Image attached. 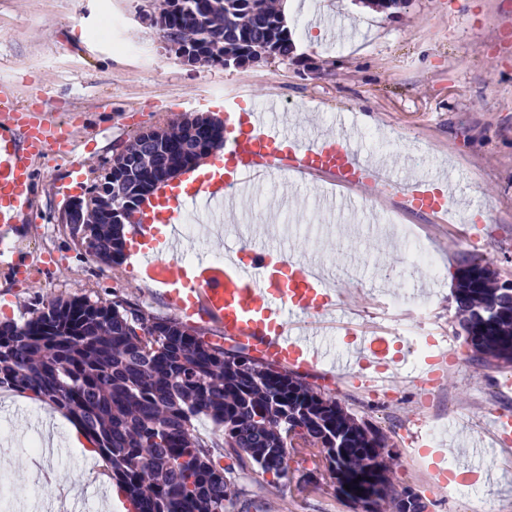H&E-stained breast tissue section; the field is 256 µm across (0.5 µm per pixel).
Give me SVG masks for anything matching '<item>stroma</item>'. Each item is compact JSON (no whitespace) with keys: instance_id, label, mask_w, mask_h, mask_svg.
Returning a JSON list of instances; mask_svg holds the SVG:
<instances>
[{"instance_id":"35a3bbf8","label":"stroma","mask_w":512,"mask_h":512,"mask_svg":"<svg viewBox=\"0 0 512 512\" xmlns=\"http://www.w3.org/2000/svg\"><path fill=\"white\" fill-rule=\"evenodd\" d=\"M159 0H0V91L19 106L50 113L70 127L69 153L46 148L35 167L33 203L0 258V322L24 323L50 301L87 298L138 303L145 315L171 310L161 291L146 286L132 261L101 264L71 237L60 216L87 192L103 166L138 131L186 114L224 115L235 94L249 110L274 96L287 110L299 139L336 131L366 156L397 169L411 181L446 176L453 223L421 209L399 216L438 263V275L414 267L404 237L372 234L371 219L316 209L312 180L289 176L255 182L240 196L236 224L223 235L188 237L186 258L219 255L225 246L247 248L237 225L264 232L291 219L303 234L266 235L283 256L309 255L335 267L340 327L325 337L332 356L348 351L354 331L379 323L421 340L446 339L443 377L424 388L408 386L385 395L358 384L328 380L325 367L307 381L358 418L380 428L397 452L392 482L421 494L427 512H471L486 504L512 512V467L489 451L471 464L495 474L490 484L449 499L429 464L425 433L440 423L445 462L458 467L489 409L512 412V392H499L504 371L473 360L461 338L448 278L473 256L489 260L512 280V0H410L393 12L361 16L368 0H299L286 25L299 48L288 60L242 68L183 64L166 49L159 29L141 18ZM124 23L115 38L101 37L104 15ZM139 47L131 57L114 41ZM399 307L384 306V298ZM29 393L0 389V483L28 484L39 456L37 436L23 417L56 416L57 406L31 404ZM419 446H412V436ZM85 466L79 449L61 448L51 478L40 479L32 497L19 496L0 512H23L27 502L55 503L80 484ZM297 452L288 456V483L266 485L252 470H234L238 512H354L327 484L300 487L311 471Z\"/></svg>"}]
</instances>
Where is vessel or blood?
<instances>
[{
    "instance_id": "b4317fda",
    "label": "vessel or blood",
    "mask_w": 512,
    "mask_h": 512,
    "mask_svg": "<svg viewBox=\"0 0 512 512\" xmlns=\"http://www.w3.org/2000/svg\"><path fill=\"white\" fill-rule=\"evenodd\" d=\"M277 103L260 112H241L224 105V158L226 172H212L192 179L169 196L162 220L143 218L136 226V261L141 280L160 288L168 306L178 315H200L216 325L225 342L245 349L251 356L300 371L329 363L331 377L371 387L392 386L409 378L404 360H389L390 339L373 333L344 356L330 358L315 337L292 335L286 325L289 313L324 315L335 309L326 274L307 257L289 259L262 244L248 251L226 248L223 258L201 257L183 263L185 244L179 224L186 209L223 207L231 194L252 183L254 177H277L288 169L328 183L345 181L357 189L375 182L403 188L418 209L441 211L445 201L431 181L402 184L394 169L383 174L366 164L358 149L337 135L301 142L286 125L273 120ZM48 141L67 146L59 128L33 121L22 108L0 109V249H6L21 217L31 207L34 162ZM171 229L165 252L152 244L156 223ZM494 439L512 446V417L492 413Z\"/></svg>"
}]
</instances>
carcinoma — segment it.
<instances>
[{"label":"carcinoma","mask_w":512,"mask_h":512,"mask_svg":"<svg viewBox=\"0 0 512 512\" xmlns=\"http://www.w3.org/2000/svg\"><path fill=\"white\" fill-rule=\"evenodd\" d=\"M277 0H166L169 26L210 64L233 54L244 67L264 45L292 46ZM191 118L168 125L177 141L167 154L133 137L122 147L123 196L112 215L91 202L86 252L121 264L124 225L148 191L155 167L173 171L194 155ZM481 279L457 278L456 318L463 340L474 342L481 366L512 369V281L484 259L463 263ZM0 389L31 392L75 416L95 451L112 467L137 512H233L237 491L220 460L252 464L271 487L288 481V446L297 429L305 444L332 450L330 471L362 480L390 478L396 457L387 436L359 421L295 371L205 340L202 329L175 317L142 314L127 300L109 303L57 299L24 324L0 325ZM214 425L208 438L193 420ZM373 512H403L402 497L383 496Z\"/></svg>","instance_id":"obj_1"}]
</instances>
